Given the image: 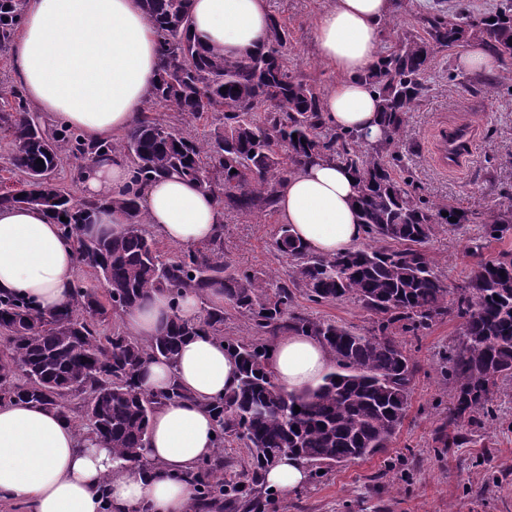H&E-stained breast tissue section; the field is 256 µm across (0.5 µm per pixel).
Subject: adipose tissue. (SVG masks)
<instances>
[{
	"label": "adipose tissue",
	"instance_id": "ef3b65f1",
	"mask_svg": "<svg viewBox=\"0 0 512 512\" xmlns=\"http://www.w3.org/2000/svg\"><path fill=\"white\" fill-rule=\"evenodd\" d=\"M393 0H334L313 24L317 57L340 79L322 101L327 127L353 131L370 144L384 137L379 101L365 80L379 59L383 21ZM193 31L211 46L239 54L267 42L271 0H190ZM15 81L39 114L64 121L92 140L123 135L142 117L160 80L158 36L142 0H25L23 20L8 50ZM347 166L321 158L290 175L280 188L277 212L310 251L332 254L362 241L365 227L355 205ZM129 166L121 159L97 165L81 182L90 199L125 190ZM143 207L152 231L169 244L197 246L223 228L217 197L195 182L160 177L144 187ZM76 250L55 219L37 207L0 208V293L29 298L43 312L64 307L75 282ZM194 320L200 304L185 294L172 308L156 292L122 317L127 333L161 332L172 313ZM278 384L299 392L328 371L330 358L312 336L288 333L270 347ZM237 368L214 336L198 333L180 347L175 364L147 362L146 389L171 382L186 391L150 421L146 467L120 466L96 434L53 410L25 402L0 403V498L25 512H189L194 495L182 476L215 450L217 425L209 402L236 384ZM108 496H101V489Z\"/></svg>",
	"mask_w": 512,
	"mask_h": 512
}]
</instances>
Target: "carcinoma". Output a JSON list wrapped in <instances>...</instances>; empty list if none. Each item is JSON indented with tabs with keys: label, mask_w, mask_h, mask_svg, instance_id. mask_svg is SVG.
<instances>
[{
	"label": "carcinoma",
	"mask_w": 512,
	"mask_h": 512,
	"mask_svg": "<svg viewBox=\"0 0 512 512\" xmlns=\"http://www.w3.org/2000/svg\"><path fill=\"white\" fill-rule=\"evenodd\" d=\"M142 2L159 37L162 76L142 119L121 138L91 141L64 124L43 125L21 87L0 82V135L12 144L14 166L24 174L19 187L0 192V207L33 206L54 216L74 239L78 260L101 284L94 289L75 283L70 303L52 313L24 297L0 294V402L37 403L71 420L62 400L86 395L85 426L112 448L113 459L145 465L142 449L155 410L186 394L177 385L162 395L149 393L140 370L150 359L175 362L187 337L208 333L224 340L238 375L231 390L208 404L217 421L214 456L182 476L194 489L190 512H264L263 472L278 458L292 456L316 474L389 448L409 410L417 373L396 336H417L457 319L460 339L445 371L453 402L436 442L445 448L468 443L462 427L491 414L499 384L512 380V250L480 260L465 284L448 287L427 245L449 218L469 224L474 217L416 198L409 183L395 177L392 161L409 113L426 92L435 54L476 42L512 67V0L481 16L439 9L420 18V31L398 35L384 47L366 77L378 93L385 133L376 146L325 126L321 89L288 64L292 35L282 16L271 15L264 48L233 56L196 39L189 0ZM23 11L22 0H0V53ZM166 111L175 113L173 119L157 117ZM200 120L211 121L204 143L187 132ZM114 154L128 159L131 171L132 187L118 198H76L58 183L44 188V178L64 157L77 162L78 182ZM321 157L353 170L367 242L334 256L314 255L283 224L275 244L289 261L288 278L273 289L262 274L226 260L222 233L166 257L146 231L140 188L160 176L197 181L227 213L270 216L288 176ZM103 205L122 210L127 224L116 234L85 237L83 227ZM480 223L481 236L468 247L473 256L512 234V205ZM214 288L224 290V305H207ZM189 289L204 303L199 320L175 312L149 340L115 328L102 333L108 317L124 315L149 293L163 291L176 301ZM299 294L317 304L358 302L375 316L372 333L296 313ZM226 308L248 319L250 338L224 336ZM289 331L317 337L331 357L321 382L300 392L284 390L269 367L270 337ZM235 440L249 454L251 473L226 481L218 472L224 447Z\"/></svg>",
	"instance_id": "obj_1"
}]
</instances>
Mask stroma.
<instances>
[{
    "label": "stroma",
    "mask_w": 512,
    "mask_h": 512,
    "mask_svg": "<svg viewBox=\"0 0 512 512\" xmlns=\"http://www.w3.org/2000/svg\"><path fill=\"white\" fill-rule=\"evenodd\" d=\"M333 0H271L293 31L290 64L315 79L321 90L338 81L314 54L310 33L319 12ZM463 48L438 53L429 69L428 89L411 112L400 137L397 177L409 180L421 199L445 203L482 217L512 201V74L491 94L477 93L479 74L463 67ZM464 120L476 130L473 156L458 170L437 168L432 146L440 125ZM278 217L227 216L224 252L234 266L268 276L284 275L287 261L273 243ZM475 224H457L439 233L428 249L449 287L466 281L477 258L465 252ZM296 311L330 319L358 333L373 320L357 302L317 305L298 298ZM460 323L433 325L401 343L417 364L411 407L386 453L339 464L308 478L291 494L275 495L267 512H512V381L501 383L493 414L465 426L471 443L444 448L434 430L453 401L443 358L456 344Z\"/></svg>",
    "instance_id": "stroma-1"
}]
</instances>
